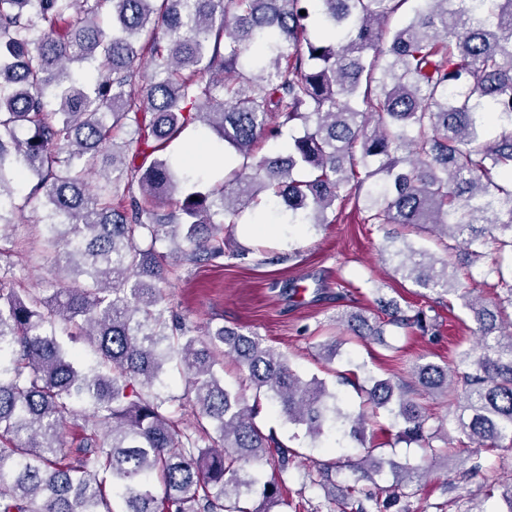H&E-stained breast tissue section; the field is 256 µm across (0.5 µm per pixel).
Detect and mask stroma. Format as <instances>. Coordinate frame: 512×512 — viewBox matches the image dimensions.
I'll return each mask as SVG.
<instances>
[{
  "instance_id": "35a3bbf8",
  "label": "stroma",
  "mask_w": 512,
  "mask_h": 512,
  "mask_svg": "<svg viewBox=\"0 0 512 512\" xmlns=\"http://www.w3.org/2000/svg\"><path fill=\"white\" fill-rule=\"evenodd\" d=\"M271 217L267 207L245 209L224 226L228 246L223 259L212 265L174 266L166 292L174 311L190 327L201 331L228 326L257 334L286 354L300 376L318 377L337 389L354 412L362 401L357 387L365 374L410 384L414 364L442 365L472 347L475 325L457 295L435 299L396 273L382 257L383 229L364 223L353 207L343 209L333 224H276L266 236L254 237L251 224ZM8 233L15 242L10 267L20 287L51 294V276L28 216H21ZM383 299L404 308H434L439 315L435 333L393 329L383 339L362 340L337 328V314L346 311L381 318ZM331 340L336 356L326 361L320 346ZM255 421L264 433L300 453L282 486L288 512H340L338 503L346 487L363 483L355 464L367 447L376 449L386 462L372 488L392 485L393 465L411 462L425 467L416 495L407 501L409 512H505L501 497H486L485 475L459 480L457 458L435 461L427 449L397 439L387 410H379L368 422L361 442L331 430L310 439L304 428L288 423L265 400ZM326 461L335 462L336 470L331 480L321 482L318 466Z\"/></svg>"
}]
</instances>
